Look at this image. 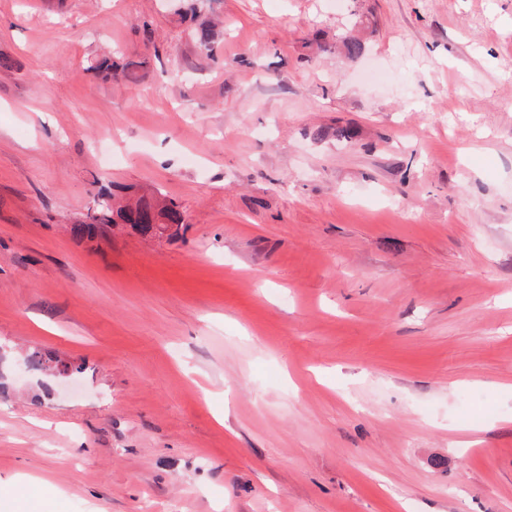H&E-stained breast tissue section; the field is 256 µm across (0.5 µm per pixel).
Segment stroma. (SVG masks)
Returning a JSON list of instances; mask_svg holds the SVG:
<instances>
[{"label":"stroma","instance_id":"obj_1","mask_svg":"<svg viewBox=\"0 0 512 512\" xmlns=\"http://www.w3.org/2000/svg\"><path fill=\"white\" fill-rule=\"evenodd\" d=\"M105 186L178 235L72 236ZM12 496L512 512V0H0ZM137 66V63L133 61L125 62L120 66L112 59V54H105L95 58L89 68L95 76L106 80L112 79L114 75H117V70L121 69V74L126 81L135 82Z\"/></svg>","mask_w":512,"mask_h":512}]
</instances>
